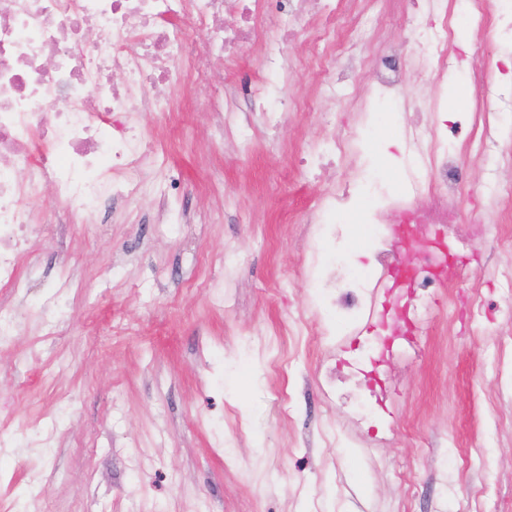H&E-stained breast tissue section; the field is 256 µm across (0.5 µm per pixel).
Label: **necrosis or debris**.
Here are the masks:
<instances>
[{
	"label": "necrosis or debris",
	"instance_id": "1",
	"mask_svg": "<svg viewBox=\"0 0 512 512\" xmlns=\"http://www.w3.org/2000/svg\"><path fill=\"white\" fill-rule=\"evenodd\" d=\"M241 24L222 26L225 0H0V288H21L19 267L26 256L27 206L43 186H51L68 210H88L102 201H132L147 177L149 145L132 124L135 112H165L170 96L186 81L220 83L215 61L232 63L234 49L258 39L261 0H238ZM320 25L310 46L317 59L335 61L346 37L337 16L352 0H314ZM95 42L85 47L84 31ZM206 31L203 40L191 38ZM120 82H113V71ZM512 110V87L477 98L468 151L490 155L501 148L499 112ZM419 161L403 175L392 202V221L380 230L379 268L369 289L340 288V323L351 336L349 357L335 364L351 377L369 380L371 401L352 405L348 424L376 417L392 400L385 367L413 344L420 332L418 308L429 307L443 284L452 255L440 240L497 236L496 227L474 218L457 220L459 173L448 161L439 135L412 138ZM438 166L439 180L424 190L420 169ZM427 206H419L423 193ZM395 289L392 313L380 334L361 336L359 319L370 317L379 291Z\"/></svg>",
	"mask_w": 512,
	"mask_h": 512
}]
</instances>
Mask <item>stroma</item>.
Instances as JSON below:
<instances>
[{"mask_svg": "<svg viewBox=\"0 0 512 512\" xmlns=\"http://www.w3.org/2000/svg\"><path fill=\"white\" fill-rule=\"evenodd\" d=\"M422 4L367 14L353 59L336 62L372 92L377 59L399 49L394 95H419L416 110L376 99L365 121L344 90L323 93L310 18L294 45H244L223 94L192 83L169 115L142 113L155 175L136 204L67 216L48 186L30 202L35 265L5 299L18 328L0 353L5 512H433L443 496L450 512H512V393L496 379L499 347L512 362V253L492 240L461 248L421 356L399 365L387 442L321 437L340 422L319 388L339 325L302 273L310 249L338 248L337 277L372 276L373 230L390 216L358 193L364 175L396 186L407 131H438L462 166L460 219L485 213L512 238V209L484 200L488 177L512 183V160L492 171L463 151L457 104L467 72L512 81L497 67L503 43L493 27L459 26L439 71L410 35ZM335 140L351 153L318 167ZM346 187L340 243L300 247L294 217Z\"/></svg>", "mask_w": 512, "mask_h": 512, "instance_id": "stroma-1", "label": "stroma"}]
</instances>
